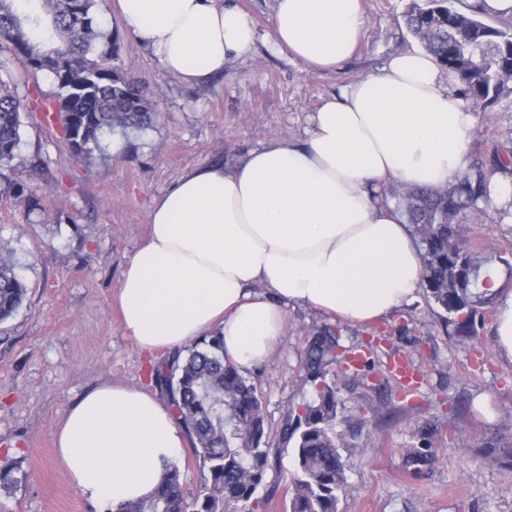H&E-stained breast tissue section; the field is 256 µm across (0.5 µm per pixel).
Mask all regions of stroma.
Here are the masks:
<instances>
[{
  "label": "stroma",
  "mask_w": 512,
  "mask_h": 512,
  "mask_svg": "<svg viewBox=\"0 0 512 512\" xmlns=\"http://www.w3.org/2000/svg\"><path fill=\"white\" fill-rule=\"evenodd\" d=\"M255 24L251 55L222 73L187 84L120 31L116 0H97L103 31L119 34L118 66L147 82L156 116L142 130H115L90 159L75 157L59 123L26 116L8 175L23 194L0 199V251L27 288L23 306L0 323V470L17 483L0 488V512H104L71 487L55 455L67 410L105 382L165 399L151 360L125 336L115 294L127 256L148 234L155 198L188 170L232 169L249 151L281 138L306 140L324 99L357 77L379 72L391 55L419 48L405 27L411 0H363L364 37L331 72L313 70L275 46V0H233ZM466 171L495 169L512 151V94L491 111L474 108ZM39 209H31L30 200ZM482 264L512 289V203L478 201L458 216ZM328 317L308 306L286 311L274 352L247 368L272 422L311 395L302 361L308 336ZM495 314L461 341L444 312L419 290L390 321L339 323L345 349L364 356L336 374L343 403L336 431L345 440L347 490L338 512H512V364L495 350ZM409 361L419 387L405 393L389 370ZM435 435L424 463L406 458L418 429Z\"/></svg>",
  "instance_id": "35a3bbf8"
}]
</instances>
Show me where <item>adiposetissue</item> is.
I'll list each match as a JSON object with an SVG mask.
<instances>
[{
	"mask_svg": "<svg viewBox=\"0 0 512 512\" xmlns=\"http://www.w3.org/2000/svg\"><path fill=\"white\" fill-rule=\"evenodd\" d=\"M120 24L187 83L251 54L250 17L214 0H117ZM364 34L361 0H276L272 39L317 70L348 60ZM474 116L430 53L390 57L325 99L305 143L282 138L233 171L185 173L156 198L147 238L128 256L116 299L122 328L150 355H172L211 331L229 362L266 359L285 309L370 325L416 294L421 252L400 212L377 193L447 186L466 167ZM497 293L495 347L512 363V290L485 267ZM185 434L152 394L105 383L67 411L56 433L72 487L109 512L151 497Z\"/></svg>",
	"mask_w": 512,
	"mask_h": 512,
	"instance_id": "adipose-tissue-1",
	"label": "adipose tissue"
}]
</instances>
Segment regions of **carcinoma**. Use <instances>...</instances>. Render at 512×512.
<instances>
[{
  "mask_svg": "<svg viewBox=\"0 0 512 512\" xmlns=\"http://www.w3.org/2000/svg\"><path fill=\"white\" fill-rule=\"evenodd\" d=\"M96 0H0V71L17 60L33 77L53 76L51 101L65 131L63 141L78 157L90 156L116 127L151 123L152 95L138 76L114 64L120 46L99 30ZM484 8L459 10L456 0H413L405 15L411 34L458 82L460 94L486 109L512 92V27L485 23ZM39 99L20 97L12 79L0 77V179L22 141L26 114ZM491 174L463 177L452 188L407 190L405 214L422 245V283L447 314L455 335L476 334L481 309L493 294L477 288L481 265L465 248L456 217L489 195ZM27 289L11 260L0 255V322L23 304ZM335 328L316 329L303 362L313 396L272 428L258 384L224 361V337L212 332L154 369L192 454L207 469L197 491H186L179 463L169 464L154 497L127 512H253L279 491L267 482L272 446L291 448L294 470L284 484L285 512H338L346 491L340 437L335 425L339 398L333 366L342 349Z\"/></svg>",
  "mask_w": 512,
  "mask_h": 512,
  "instance_id": "carcinoma-1",
  "label": "carcinoma"
}]
</instances>
